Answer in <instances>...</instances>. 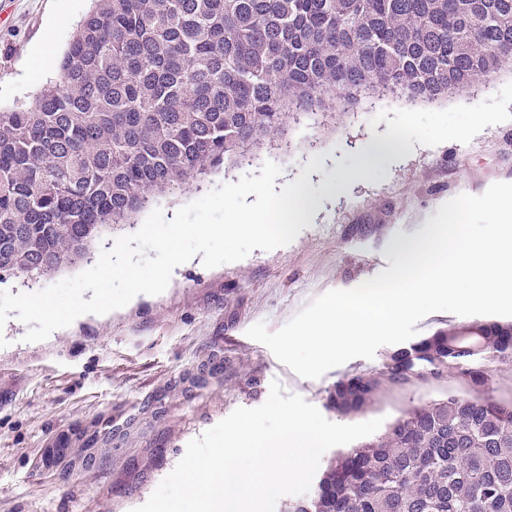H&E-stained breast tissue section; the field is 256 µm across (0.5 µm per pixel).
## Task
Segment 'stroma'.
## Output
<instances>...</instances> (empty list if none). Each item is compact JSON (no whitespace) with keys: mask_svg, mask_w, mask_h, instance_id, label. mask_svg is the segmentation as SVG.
Here are the masks:
<instances>
[{"mask_svg":"<svg viewBox=\"0 0 512 512\" xmlns=\"http://www.w3.org/2000/svg\"><path fill=\"white\" fill-rule=\"evenodd\" d=\"M90 0H0V108L28 105L56 74ZM388 138L405 143L366 178L353 172L363 149ZM318 206L288 245L205 268H175L166 291L139 295L122 309L85 315L41 342L9 319L0 334V512H132L199 437L239 407L263 404L272 381L321 409L334 423L393 421L412 405L468 387L445 372L403 386L382 384L363 412L326 407L327 391L349 372H378L389 346L317 379L298 376L262 343L255 323L275 331L327 291L352 289L390 267L400 245L420 233L453 197L512 182V70L493 85L434 102L388 96L364 101L319 125H291L286 142L210 175L199 189L156 202L166 218L212 188L281 169L294 181L314 155ZM114 234L96 239L76 264L46 277L1 284L36 292L93 267Z\"/></svg>","mask_w":512,"mask_h":512,"instance_id":"stroma-1","label":"stroma"}]
</instances>
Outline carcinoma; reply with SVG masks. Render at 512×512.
<instances>
[{
	"label": "carcinoma",
	"instance_id": "1",
	"mask_svg": "<svg viewBox=\"0 0 512 512\" xmlns=\"http://www.w3.org/2000/svg\"><path fill=\"white\" fill-rule=\"evenodd\" d=\"M56 76L0 110V283L51 275L153 198L180 196L306 119L392 94L492 83L512 0H93ZM512 323L468 321L329 390L357 414L380 379L453 371L474 394L414 406L337 457L288 512H512V402L487 394Z\"/></svg>",
	"mask_w": 512,
	"mask_h": 512
}]
</instances>
